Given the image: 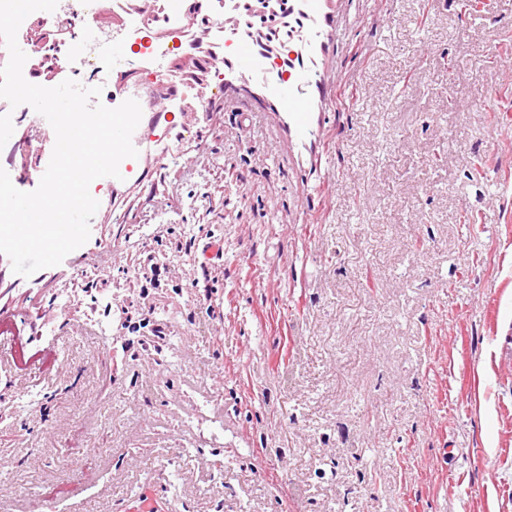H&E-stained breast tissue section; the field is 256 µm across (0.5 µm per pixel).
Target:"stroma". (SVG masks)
I'll use <instances>...</instances> for the list:
<instances>
[{
  "mask_svg": "<svg viewBox=\"0 0 512 512\" xmlns=\"http://www.w3.org/2000/svg\"><path fill=\"white\" fill-rule=\"evenodd\" d=\"M462 2L337 0L308 147L248 77L143 110L73 269L0 257V512H512V0Z\"/></svg>",
  "mask_w": 512,
  "mask_h": 512,
  "instance_id": "obj_1",
  "label": "stroma"
}]
</instances>
